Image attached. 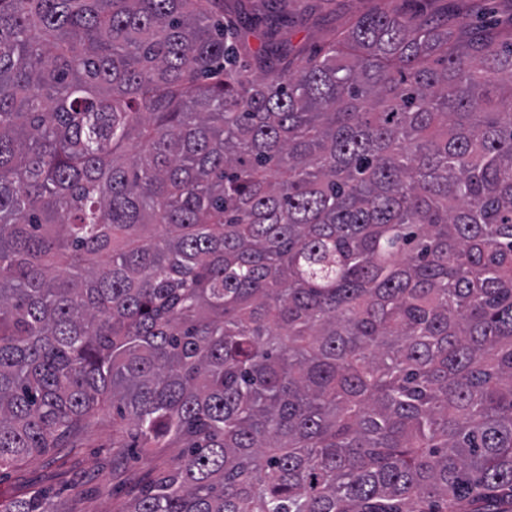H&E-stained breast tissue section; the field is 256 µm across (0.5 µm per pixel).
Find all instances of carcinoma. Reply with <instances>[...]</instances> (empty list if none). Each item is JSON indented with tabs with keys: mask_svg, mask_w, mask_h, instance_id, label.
Segmentation results:
<instances>
[{
	"mask_svg": "<svg viewBox=\"0 0 512 512\" xmlns=\"http://www.w3.org/2000/svg\"><path fill=\"white\" fill-rule=\"evenodd\" d=\"M293 2L0 0V468L110 405L119 512H512V32ZM401 0H335L320 4L312 17H299L293 32L291 44L306 52L324 45L334 30L341 29L355 15L377 8H393Z\"/></svg>",
	"mask_w": 512,
	"mask_h": 512,
	"instance_id": "carcinoma-1",
	"label": "carcinoma"
}]
</instances>
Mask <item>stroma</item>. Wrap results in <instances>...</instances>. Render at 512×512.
<instances>
[{
  "mask_svg": "<svg viewBox=\"0 0 512 512\" xmlns=\"http://www.w3.org/2000/svg\"><path fill=\"white\" fill-rule=\"evenodd\" d=\"M400 0H324L312 17H300L290 35L294 47L312 51L355 15L391 8ZM151 464L141 448H116L111 431H99L79 448H62L0 470V489L15 496L46 489L59 493L67 512H114L146 482Z\"/></svg>",
  "mask_w": 512,
  "mask_h": 512,
  "instance_id": "stroma-1",
  "label": "stroma"
}]
</instances>
